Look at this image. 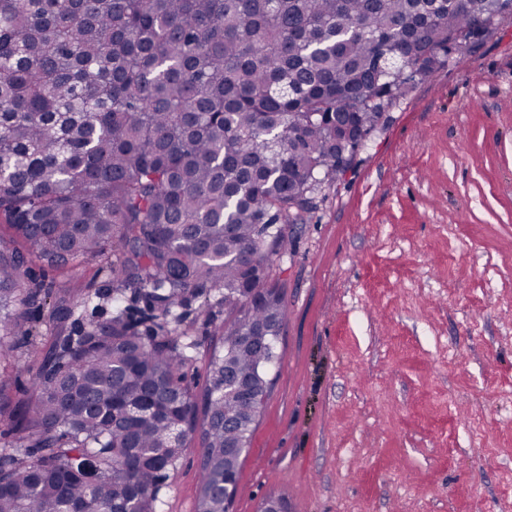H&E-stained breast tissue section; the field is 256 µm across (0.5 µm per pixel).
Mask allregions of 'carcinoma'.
I'll list each match as a JSON object with an SVG mask.
<instances>
[{
  "instance_id": "carcinoma-1",
  "label": "carcinoma",
  "mask_w": 512,
  "mask_h": 512,
  "mask_svg": "<svg viewBox=\"0 0 512 512\" xmlns=\"http://www.w3.org/2000/svg\"><path fill=\"white\" fill-rule=\"evenodd\" d=\"M512 0H0V347L32 336L24 266L106 261L112 287L51 316L80 325L0 402V512H159L168 471L204 448L199 512H226L268 393L224 385L278 362L272 277L287 229L350 169L357 139L449 55L475 53ZM112 305L83 322L93 299ZM224 305L197 398L181 328Z\"/></svg>"
}]
</instances>
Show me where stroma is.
Here are the masks:
<instances>
[{
	"label": "stroma",
	"mask_w": 512,
	"mask_h": 512,
	"mask_svg": "<svg viewBox=\"0 0 512 512\" xmlns=\"http://www.w3.org/2000/svg\"><path fill=\"white\" fill-rule=\"evenodd\" d=\"M288 236L282 359L231 512L272 495L292 512H512V19L386 109ZM99 266L26 278L76 298L106 287ZM51 311L22 309L36 334L6 356L9 403L33 395L27 348H50ZM223 324L190 306L196 393ZM202 453L183 448L162 512H196Z\"/></svg>",
	"instance_id": "obj_1"
}]
</instances>
